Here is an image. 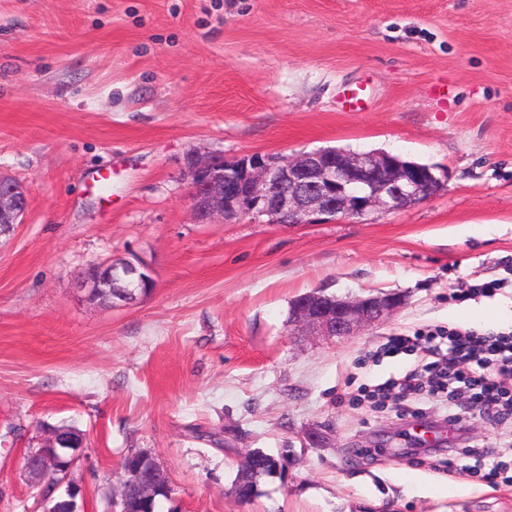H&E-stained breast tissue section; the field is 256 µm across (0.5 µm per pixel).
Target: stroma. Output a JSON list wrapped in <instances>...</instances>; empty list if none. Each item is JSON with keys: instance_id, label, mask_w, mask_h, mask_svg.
Segmentation results:
<instances>
[{"instance_id": "35a3bbf8", "label": "stroma", "mask_w": 512, "mask_h": 512, "mask_svg": "<svg viewBox=\"0 0 512 512\" xmlns=\"http://www.w3.org/2000/svg\"><path fill=\"white\" fill-rule=\"evenodd\" d=\"M325 147L445 189L371 224L196 220L188 153ZM0 173L29 190L0 236V512H43L25 460L47 424L84 434L79 512H111L138 450L173 487L160 512H512V423L471 415L450 469L412 447L439 402L358 397L421 362L377 356L388 337L512 332V287L454 298L512 280V0H0ZM135 258L156 281L139 304L76 286ZM316 289L406 301L344 339L290 335ZM319 426L330 442L304 447ZM255 448L291 464L241 503ZM493 461L495 486L471 472Z\"/></svg>"}]
</instances>
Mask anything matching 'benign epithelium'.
<instances>
[{
    "mask_svg": "<svg viewBox=\"0 0 512 512\" xmlns=\"http://www.w3.org/2000/svg\"><path fill=\"white\" fill-rule=\"evenodd\" d=\"M191 206L201 222L263 216L273 224L363 223L437 196L444 181L431 168L383 152L351 154L326 148L298 154H245L231 160L187 157ZM29 193L20 182L0 175V231L21 222ZM86 299L100 288H120L113 306L134 305L155 287L152 269L139 259L107 260L78 276ZM400 292H369L355 297L323 290L295 299L289 328L293 336L322 339L354 336L388 321L404 305ZM67 508L77 506L81 488L65 477Z\"/></svg>",
    "mask_w": 512,
    "mask_h": 512,
    "instance_id": "7a95c632",
    "label": "benign epithelium"
}]
</instances>
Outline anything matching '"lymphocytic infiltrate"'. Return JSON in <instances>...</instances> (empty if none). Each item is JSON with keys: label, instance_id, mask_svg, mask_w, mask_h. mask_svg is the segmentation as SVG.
I'll return each instance as SVG.
<instances>
[{"label": "lymphocytic infiltrate", "instance_id": "1", "mask_svg": "<svg viewBox=\"0 0 512 512\" xmlns=\"http://www.w3.org/2000/svg\"><path fill=\"white\" fill-rule=\"evenodd\" d=\"M422 338L432 359L405 373L403 391L426 400L445 397L448 425L460 433L465 412L456 399L463 391L486 415L512 418V335L451 328L423 332Z\"/></svg>", "mask_w": 512, "mask_h": 512}]
</instances>
